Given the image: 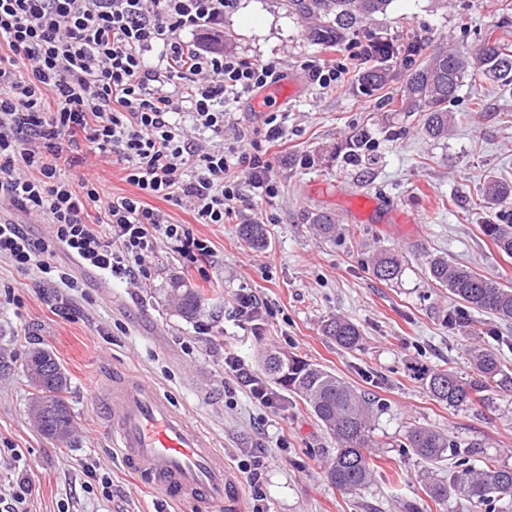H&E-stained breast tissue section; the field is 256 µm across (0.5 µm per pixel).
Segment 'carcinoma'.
<instances>
[{"mask_svg":"<svg viewBox=\"0 0 512 512\" xmlns=\"http://www.w3.org/2000/svg\"><path fill=\"white\" fill-rule=\"evenodd\" d=\"M394 0H288V11L307 20L316 34L327 37L349 32L370 65L358 76L360 89L371 94L383 89L392 80L394 68L407 71L401 90V112L423 113L421 127L425 137L440 141L448 137V128L457 115L448 110L469 72L476 67L489 80L503 87L512 86V43L506 36L488 34L482 46L471 55L460 49H428L415 37L394 44L377 35L367 25L377 17L388 14ZM346 159L352 165L365 161L375 164L372 138L365 129L357 131L345 142ZM485 197L496 206L512 204V182L495 176L488 178ZM308 221L324 239L336 238L338 224L325 213H313ZM483 233L507 256L512 257V219L502 212L482 225ZM240 237L252 246L266 243L262 224H242ZM406 257L395 249H383L367 261L372 275L386 282L399 279ZM431 282L448 289L453 304L448 312V327L467 332L474 326V314L490 320L512 323V286H503L476 271L448 263L442 257L426 261ZM167 296L177 312L192 320L203 312V298L183 281H171ZM323 335L345 350L359 347L362 335L358 326L334 316L322 326ZM51 359L47 371H32L36 352ZM31 350L24 371L30 388V409L37 425L46 437L67 442L73 430L71 411L67 402L69 379L54 354L46 349ZM472 374L462 377L455 371L415 369L429 395L450 408L472 407L486 400L493 388L512 390V368L494 353L475 347L471 353ZM265 372L274 385L301 398L336 439V454L325 467L328 481L336 488L354 495L366 491L376 479L379 465L373 436V402L335 373L294 354L271 352L265 358ZM404 447L418 457L435 462L448 459V479L433 481L427 493L436 502L448 496L460 495L468 501L486 507L498 502L512 504V467L497 465L491 458L482 460L476 468L470 464L476 445L465 448L437 431L414 428L406 435Z\"/></svg>","mask_w":512,"mask_h":512,"instance_id":"1","label":"carcinoma"}]
</instances>
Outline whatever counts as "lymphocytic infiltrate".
<instances>
[{
    "label": "lymphocytic infiltrate",
    "instance_id": "obj_1",
    "mask_svg": "<svg viewBox=\"0 0 512 512\" xmlns=\"http://www.w3.org/2000/svg\"><path fill=\"white\" fill-rule=\"evenodd\" d=\"M236 0H0V205L46 224L36 238L0 221V258L47 285L74 287L57 248L110 278L151 276L164 237L185 267L205 273L211 255L193 225L151 206L158 198L220 224L241 196L232 168H245L273 198L271 145L224 144L227 101L252 98L284 73L212 46ZM122 164L137 194L109 196L97 181L70 180L81 141Z\"/></svg>",
    "mask_w": 512,
    "mask_h": 512
}]
</instances>
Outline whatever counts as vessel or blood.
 Returning a JSON list of instances; mask_svg holds the SVG:
<instances>
[{
    "label": "vessel or blood",
    "mask_w": 512,
    "mask_h": 512,
    "mask_svg": "<svg viewBox=\"0 0 512 512\" xmlns=\"http://www.w3.org/2000/svg\"><path fill=\"white\" fill-rule=\"evenodd\" d=\"M99 397L112 412L107 435L126 467L147 485L165 500L194 504L198 512H210L216 504L237 512L239 484L225 468L223 454L153 384L119 373Z\"/></svg>",
    "instance_id": "vessel-or-blood-1"
}]
</instances>
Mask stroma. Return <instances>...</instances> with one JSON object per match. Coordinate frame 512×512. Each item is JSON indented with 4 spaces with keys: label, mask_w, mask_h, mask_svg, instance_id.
<instances>
[{
    "label": "stroma",
    "mask_w": 512,
    "mask_h": 512,
    "mask_svg": "<svg viewBox=\"0 0 512 512\" xmlns=\"http://www.w3.org/2000/svg\"><path fill=\"white\" fill-rule=\"evenodd\" d=\"M507 17L512 0H394L372 29L395 41L416 35L473 52ZM351 44L347 34L336 46L323 44L282 0H237L225 14V50L252 63L279 62L303 89L287 103L285 135L271 149L278 195L255 196L242 169L231 170L242 183L235 216L192 224L212 246L207 277L188 275L180 257L162 246L151 279L139 288L108 282L63 252L56 259L77 277V289L43 286L0 259V512L12 506L22 478L29 485L25 512H196L192 504L164 500L125 468L105 433L97 395L120 371L169 396L231 470L262 454L259 483H240L239 512H252L258 501L265 512H400L406 500L426 512H483L454 496L431 501L425 483L447 477L448 464L421 460L403 444L409 428L426 427L461 445L478 444L479 457L512 467V391L494 389L484 403L451 408L433 400L413 374L421 366L466 373L470 348L485 343L512 365V324L494 323L491 336L482 323L466 336L449 330L450 294L425 274L427 258L441 256L512 286V257L483 234L488 213L478 206L486 176L512 178V123L503 119L512 88L469 72L451 106L464 120L433 142L421 133L420 113L395 111L388 102L403 86L404 71H395L387 91L362 93L357 77L365 63L350 59ZM318 59L349 72L320 88L302 69ZM362 127L379 157L366 176L345 163L342 149ZM80 157L81 172L98 179L105 193H132L120 165L99 158L92 144L83 143ZM361 194L392 199L418 221H358L352 199ZM318 211L343 227L336 240H323L308 223V213ZM256 216L268 229L262 249L238 235L239 225ZM381 248L405 253L398 282L368 272L366 257ZM176 277L202 294L206 310L197 319L182 318L168 303L164 290ZM242 288L272 310L258 331L239 327L232 314ZM57 306L72 308V318L54 314ZM336 315L359 327L360 349L339 348L322 335L323 320ZM35 347L52 351L70 379L75 434L64 444L44 437L28 414L23 365ZM269 350L319 364L374 397L375 437L383 444L378 462L388 480H375L357 496L340 492L324 474L336 442L299 398L278 389L268 408L241 385L225 392L226 354L261 378Z\"/></svg>",
    "instance_id": "35a3bbf8"
}]
</instances>
